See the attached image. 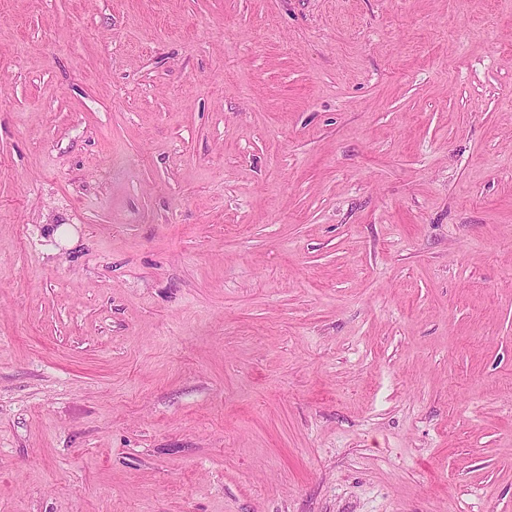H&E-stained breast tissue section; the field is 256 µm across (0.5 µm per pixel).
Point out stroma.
<instances>
[{"label": "stroma", "mask_w": 512, "mask_h": 512, "mask_svg": "<svg viewBox=\"0 0 512 512\" xmlns=\"http://www.w3.org/2000/svg\"><path fill=\"white\" fill-rule=\"evenodd\" d=\"M0 512H512V0H0Z\"/></svg>", "instance_id": "35a3bbf8"}]
</instances>
